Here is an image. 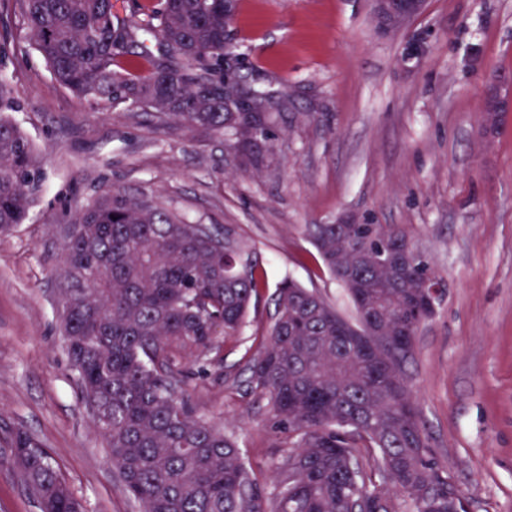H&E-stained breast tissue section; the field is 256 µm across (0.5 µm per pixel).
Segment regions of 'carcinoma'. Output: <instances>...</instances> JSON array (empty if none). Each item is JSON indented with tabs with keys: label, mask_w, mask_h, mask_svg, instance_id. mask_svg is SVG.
<instances>
[{
	"label": "carcinoma",
	"mask_w": 512,
	"mask_h": 512,
	"mask_svg": "<svg viewBox=\"0 0 512 512\" xmlns=\"http://www.w3.org/2000/svg\"><path fill=\"white\" fill-rule=\"evenodd\" d=\"M26 34L53 79L92 105L152 112L159 122L267 141L279 113L253 87L256 112L239 111L245 75L224 73L233 8L225 0H136L140 21L113 0H17ZM0 74V235L37 199L43 164ZM323 264L347 292L350 320L291 280L246 364L245 393L266 400L294 439L278 466L270 510L235 440L185 397L183 353L203 356L217 329L240 332L261 267L236 233L193 224L148 197L107 189L66 231L60 273L69 354L112 464L142 512H466L465 496L432 454L405 377L420 327L435 309L418 298L443 288L427 261L399 248L400 227L319 224ZM40 512L83 504L28 433L6 440Z\"/></svg>",
	"instance_id": "1"
}]
</instances>
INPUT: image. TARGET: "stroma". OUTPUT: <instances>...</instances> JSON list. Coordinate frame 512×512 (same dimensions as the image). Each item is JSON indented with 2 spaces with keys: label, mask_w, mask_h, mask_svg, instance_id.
Returning a JSON list of instances; mask_svg holds the SVG:
<instances>
[{
  "label": "stroma",
  "mask_w": 512,
  "mask_h": 512,
  "mask_svg": "<svg viewBox=\"0 0 512 512\" xmlns=\"http://www.w3.org/2000/svg\"><path fill=\"white\" fill-rule=\"evenodd\" d=\"M249 82L283 91L272 153L254 169L222 135L157 126L58 85L15 5L0 7L11 118L43 162L42 192L0 235V440L46 448L85 512H139L117 479L68 355L62 229L104 189L147 195L197 224L232 227L266 270L241 335L183 362L196 412L231 434L264 499L292 438L244 394L245 353L273 321L283 278L353 307L313 245L318 224L398 226L447 287L406 367L435 457L469 512H512V0H429L381 33L371 0H238ZM0 512H38L0 447Z\"/></svg>",
  "instance_id": "1"
}]
</instances>
